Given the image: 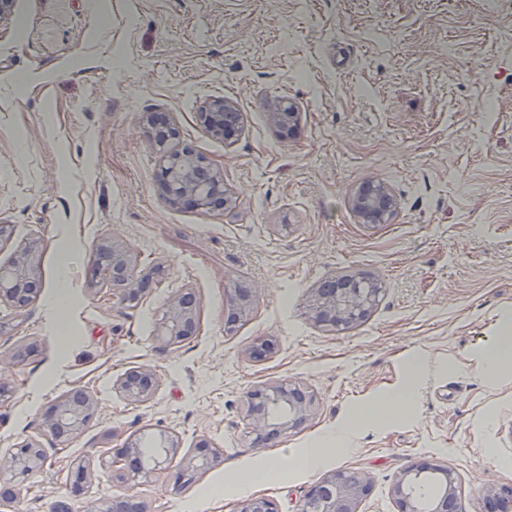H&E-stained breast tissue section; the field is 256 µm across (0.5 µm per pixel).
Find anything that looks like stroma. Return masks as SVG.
<instances>
[{"instance_id":"obj_1","label":"stroma","mask_w":512,"mask_h":512,"mask_svg":"<svg viewBox=\"0 0 512 512\" xmlns=\"http://www.w3.org/2000/svg\"><path fill=\"white\" fill-rule=\"evenodd\" d=\"M16 0L0 18V221L13 242H37L41 290L24 313L0 311V356L26 350L0 400V453L41 431L48 404L73 389L97 401L67 442L44 438L47 461L21 485L23 512H70L137 496L147 512H237L245 497L297 512L322 471L363 470L361 512H396L390 487L408 464L435 458L458 475L472 512L488 485H512V372L491 379L481 350L512 312V5L485 0ZM243 115L231 141L198 113L211 98ZM299 113L281 137L267 102ZM165 113L188 148L224 175L235 197L203 214L166 203L164 156L146 116ZM367 179L391 186L392 223H360L349 204ZM131 247L151 282L136 307L90 286L97 245ZM364 274L383 293L362 325L334 333L309 318L323 279ZM260 293L226 331V289ZM66 288L68 307L53 300ZM200 301L197 331L161 350L155 327L182 288ZM270 355L249 357L257 339ZM426 360L413 417L359 430L322 470L269 478L362 403L402 387L406 360ZM154 369L146 404L115 393L128 369ZM292 380L320 407L300 429L252 444L246 393ZM201 438L220 464L174 491L137 485L98 463L133 433ZM91 460L73 497L74 460ZM253 482L238 489L241 474Z\"/></svg>"}]
</instances>
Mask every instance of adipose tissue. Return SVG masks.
<instances>
[{"label":"adipose tissue","mask_w":512,"mask_h":512,"mask_svg":"<svg viewBox=\"0 0 512 512\" xmlns=\"http://www.w3.org/2000/svg\"><path fill=\"white\" fill-rule=\"evenodd\" d=\"M416 397V386L411 383L365 403L353 417L337 427L329 437L330 442L335 443L337 450L340 451L350 448L356 432L363 425L413 414Z\"/></svg>","instance_id":"1"}]
</instances>
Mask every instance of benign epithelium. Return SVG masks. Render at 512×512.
<instances>
[{
	"instance_id": "7a95c632",
	"label": "benign epithelium",
	"mask_w": 512,
	"mask_h": 512,
	"mask_svg": "<svg viewBox=\"0 0 512 512\" xmlns=\"http://www.w3.org/2000/svg\"><path fill=\"white\" fill-rule=\"evenodd\" d=\"M240 116L235 102L224 97L208 100L200 111L205 129L215 137L231 139L238 128ZM272 122L284 134H289L299 118L295 105L281 98L272 104ZM154 145L169 144L176 132L164 116L148 119ZM159 183L166 201L210 214L230 207L234 202L231 190L224 183V174L209 164L193 157L188 150L165 155L159 173ZM350 204L364 224H385L397 214L399 202L391 187L382 181L360 186L350 197ZM92 284L112 289L123 306H134L143 291L139 280L137 257L130 249L115 241L103 245L94 258ZM353 277L327 281L314 289L308 303V314L317 326L335 332L353 329L370 317L383 291L381 284L372 281L368 288H357ZM40 292V256L37 244L23 242L16 245L11 259L0 263V304L17 311L25 310ZM258 289L234 288L227 290L228 320L236 322L248 316L256 300ZM199 321V309L192 289L185 288L172 295L165 303L155 335L161 349H177L190 341ZM159 386L157 374L145 366H135L121 374L113 389L135 403H148ZM319 400L314 391L290 383H271L250 391L243 402L250 433L255 444L298 429L317 412ZM97 408L95 398L85 391H74L56 399L44 415L42 427L53 438L68 441L79 436L91 422ZM160 453L150 463L143 460L140 435H129L120 452L102 461L116 475L132 474L144 482L150 481L165 469L163 455L177 453L179 436L167 430L157 434ZM45 448L37 436L20 443L16 450L0 454V499L15 497V487L33 472L44 467ZM221 459L219 449L206 439L199 440L183 456L181 472L174 488L182 490L195 474ZM90 465L81 458L72 474V492L81 493ZM436 484V493L429 499L420 497L418 485L426 478ZM371 477L359 470H336L324 475L312 485L301 501L299 512H360L362 501L371 491ZM390 494L397 512H463L459 502V482L455 471L434 459L413 463L394 480ZM473 512H512V487L508 485L487 488L477 501ZM93 512H145L141 502L117 501L99 503ZM237 512H275L274 504L264 498L241 501Z\"/></svg>"
}]
</instances>
